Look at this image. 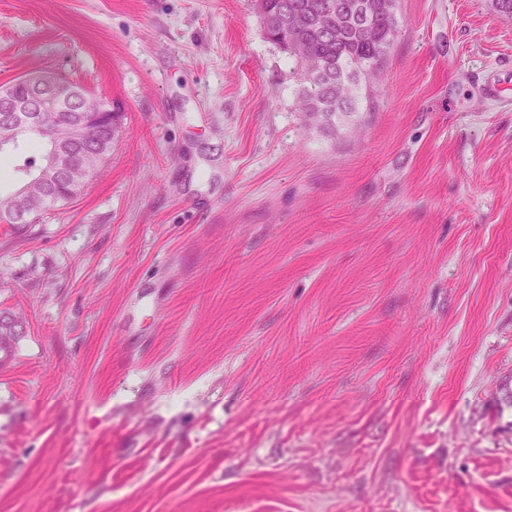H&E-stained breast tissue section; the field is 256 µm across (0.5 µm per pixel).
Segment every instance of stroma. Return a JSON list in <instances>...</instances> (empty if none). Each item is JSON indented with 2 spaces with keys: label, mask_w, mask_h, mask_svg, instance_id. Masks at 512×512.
<instances>
[{
  "label": "stroma",
  "mask_w": 512,
  "mask_h": 512,
  "mask_svg": "<svg viewBox=\"0 0 512 512\" xmlns=\"http://www.w3.org/2000/svg\"><path fill=\"white\" fill-rule=\"evenodd\" d=\"M398 16L331 135L254 0H0L123 127L0 226V512H512V19ZM78 177L77 172L69 174L67 179H56L48 188L44 189L42 182L36 178H30V188L27 197L15 195L17 184L6 194L0 193V224H7L13 231H21L28 224H34L39 217L50 208L67 205L76 199L83 188L73 193L70 190L71 181ZM22 211L27 214L25 220L15 221L12 216ZM24 324L21 320L10 314L0 315V352L5 358L12 352L13 345L19 336H22Z\"/></svg>",
  "instance_id": "obj_1"
}]
</instances>
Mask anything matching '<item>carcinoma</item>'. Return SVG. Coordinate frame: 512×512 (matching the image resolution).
Here are the masks:
<instances>
[{"label": "carcinoma", "instance_id": "cac0c4a2", "mask_svg": "<svg viewBox=\"0 0 512 512\" xmlns=\"http://www.w3.org/2000/svg\"><path fill=\"white\" fill-rule=\"evenodd\" d=\"M327 0H260L256 3L267 37L288 57L295 60L298 80L299 120L307 126L314 117L326 122V131L334 132L335 124L356 112L361 76L369 72L374 77L382 69L399 31L397 0H343L349 5L338 26L322 33L319 40L320 59L305 53V34L284 27L282 15L301 14L316 18L320 5ZM111 127L121 130L119 114L113 113ZM106 124L100 127L97 147L112 153ZM78 173L66 179H56L47 189L42 182L29 179L27 197L14 192L0 193V224L13 231H21L34 224L51 208L67 205L79 196L70 190L71 181ZM24 324L18 318L0 315V352L9 356L17 338L23 334Z\"/></svg>", "mask_w": 512, "mask_h": 512}]
</instances>
